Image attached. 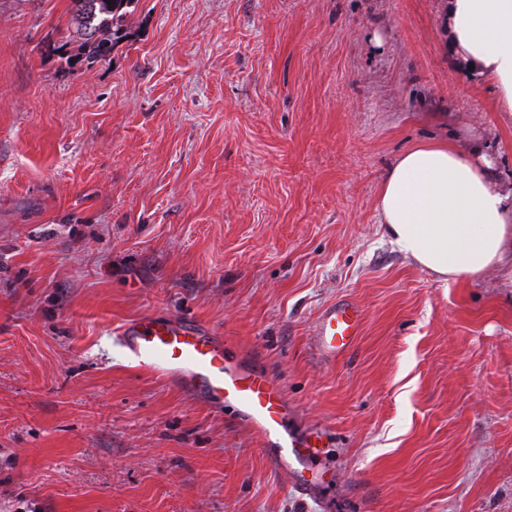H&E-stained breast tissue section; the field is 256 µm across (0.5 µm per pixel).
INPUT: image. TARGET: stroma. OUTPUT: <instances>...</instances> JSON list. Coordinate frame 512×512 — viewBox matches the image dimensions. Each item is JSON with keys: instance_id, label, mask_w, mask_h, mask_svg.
Instances as JSON below:
<instances>
[{"instance_id": "stroma-1", "label": "stroma", "mask_w": 512, "mask_h": 512, "mask_svg": "<svg viewBox=\"0 0 512 512\" xmlns=\"http://www.w3.org/2000/svg\"><path fill=\"white\" fill-rule=\"evenodd\" d=\"M71 6L0 0V512H512V270L442 281L377 210L423 143L512 184L448 0H138L74 66ZM340 303L363 327L329 358ZM158 311L280 382L314 495L132 359L122 325ZM361 310L353 305H332L318 319L316 342L327 355L347 351L355 343L361 331Z\"/></svg>"}]
</instances>
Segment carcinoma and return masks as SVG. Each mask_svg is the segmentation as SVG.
I'll list each match as a JSON object with an SVG mask.
<instances>
[{
    "mask_svg": "<svg viewBox=\"0 0 512 512\" xmlns=\"http://www.w3.org/2000/svg\"><path fill=\"white\" fill-rule=\"evenodd\" d=\"M136 0H73L71 23L74 31L84 39L88 56L94 59L106 57L112 42L125 37L119 21Z\"/></svg>",
    "mask_w": 512,
    "mask_h": 512,
    "instance_id": "obj_1",
    "label": "carcinoma"
}]
</instances>
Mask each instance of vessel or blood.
Returning a JSON list of instances; mask_svg holds the SVG:
<instances>
[{"instance_id": "obj_1", "label": "vessel or blood", "mask_w": 512, "mask_h": 512, "mask_svg": "<svg viewBox=\"0 0 512 512\" xmlns=\"http://www.w3.org/2000/svg\"><path fill=\"white\" fill-rule=\"evenodd\" d=\"M361 320L353 305L329 307L316 326L318 347L330 356L347 351ZM121 336L140 366L166 376L184 393L217 400L250 424L264 439L269 466L302 493L315 492L303 476L314 453L311 433L294 429L293 412L268 371L230 360L225 336L201 321L154 312L126 322Z\"/></svg>"}]
</instances>
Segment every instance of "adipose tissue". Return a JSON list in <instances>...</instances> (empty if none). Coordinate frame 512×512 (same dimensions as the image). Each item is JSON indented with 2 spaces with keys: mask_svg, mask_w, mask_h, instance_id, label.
<instances>
[{
  "mask_svg": "<svg viewBox=\"0 0 512 512\" xmlns=\"http://www.w3.org/2000/svg\"><path fill=\"white\" fill-rule=\"evenodd\" d=\"M448 33L473 76L491 80L512 112V0H448ZM489 164L446 143L401 154L382 182L379 221L402 253L441 280L475 277L512 251V190Z\"/></svg>",
  "mask_w": 512,
  "mask_h": 512,
  "instance_id": "adipose-tissue-1",
  "label": "adipose tissue"
}]
</instances>
